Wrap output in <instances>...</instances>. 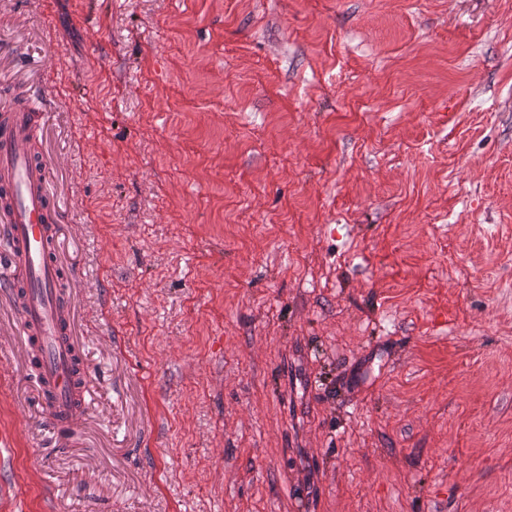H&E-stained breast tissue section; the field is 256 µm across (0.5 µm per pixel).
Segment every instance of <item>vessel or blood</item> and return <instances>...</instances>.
I'll return each instance as SVG.
<instances>
[{
    "instance_id": "1",
    "label": "vessel or blood",
    "mask_w": 512,
    "mask_h": 512,
    "mask_svg": "<svg viewBox=\"0 0 512 512\" xmlns=\"http://www.w3.org/2000/svg\"><path fill=\"white\" fill-rule=\"evenodd\" d=\"M37 113L18 109L0 119V226L8 236V251L0 270L8 269L9 288H22L18 308L27 344L39 351V376L53 425L72 427L86 401L77 383L82 364L66 311L57 300L56 248L49 224L57 220L45 164L28 152Z\"/></svg>"
}]
</instances>
